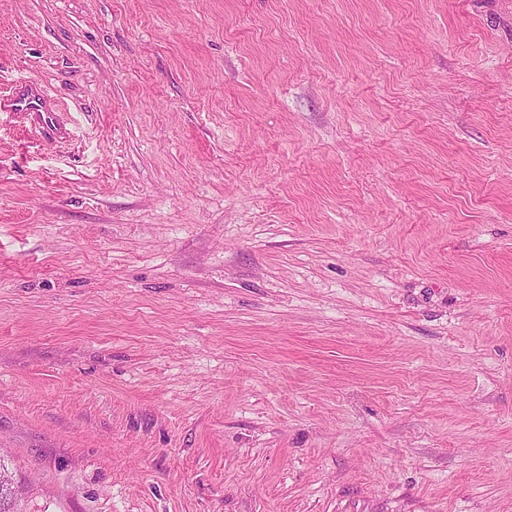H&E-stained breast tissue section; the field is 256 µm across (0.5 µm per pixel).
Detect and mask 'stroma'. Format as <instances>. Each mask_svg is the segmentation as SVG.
I'll use <instances>...</instances> for the list:
<instances>
[{
	"label": "stroma",
	"instance_id": "stroma-1",
	"mask_svg": "<svg viewBox=\"0 0 512 512\" xmlns=\"http://www.w3.org/2000/svg\"><path fill=\"white\" fill-rule=\"evenodd\" d=\"M28 80L26 512H512V0H0Z\"/></svg>",
	"mask_w": 512,
	"mask_h": 512
}]
</instances>
